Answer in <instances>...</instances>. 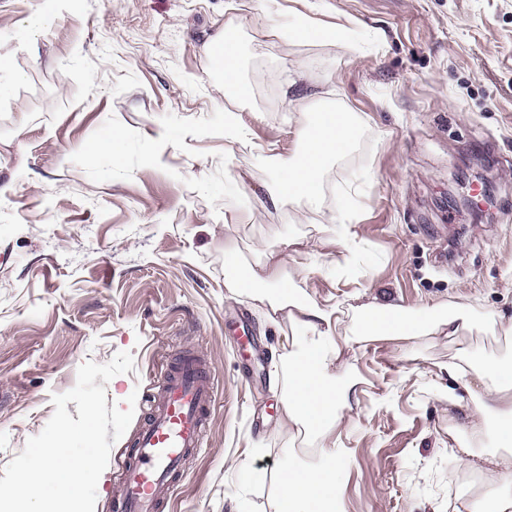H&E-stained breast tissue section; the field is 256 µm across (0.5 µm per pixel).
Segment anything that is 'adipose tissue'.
Listing matches in <instances>:
<instances>
[{
	"label": "adipose tissue",
	"instance_id": "1",
	"mask_svg": "<svg viewBox=\"0 0 512 512\" xmlns=\"http://www.w3.org/2000/svg\"><path fill=\"white\" fill-rule=\"evenodd\" d=\"M301 139V150L289 157L257 150L259 164L277 175L267 188L272 206L314 201L327 164L352 147L356 129L336 113L319 108L308 114ZM226 253V287L286 314L292 339L279 357L285 377L280 394L284 421L317 444L316 461L293 460L282 469L279 512H346L340 489L347 478L348 458L337 435L360 379L342 361L343 347L376 341L402 350L423 336L453 342L472 330L474 317L457 304L409 307L369 302L348 318L340 306L318 303L297 288L295 277H308L315 266H304L293 276L274 255L250 264L240 262L234 248ZM448 372L482 386L455 457L471 466L475 447L487 439L493 443L488 462L496 477L481 495L465 502V512H507L512 506V361L464 349L449 362Z\"/></svg>",
	"mask_w": 512,
	"mask_h": 512
}]
</instances>
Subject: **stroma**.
<instances>
[{"mask_svg":"<svg viewBox=\"0 0 512 512\" xmlns=\"http://www.w3.org/2000/svg\"><path fill=\"white\" fill-rule=\"evenodd\" d=\"M298 12L353 28L356 46L277 37ZM31 17L44 23L29 38ZM227 29L242 101L214 66ZM0 55L22 75L0 99V471L84 361L131 352L106 394L136 399L97 486L95 512H113L153 368L192 346L213 363L216 401L171 512H277L289 454L317 449L281 423L290 326L225 287L228 245L247 262L276 252L289 272L319 261L306 290L347 310L512 313V0H0ZM322 92L354 147L326 170L317 208L265 205L272 177L252 145L300 150ZM228 110L248 144L225 141ZM114 134L115 151H86ZM351 186L358 278L332 272L336 229L318 221ZM293 236L315 254L289 249ZM461 345L512 357V339L482 332L423 337L404 356L383 342L345 351L361 378L340 436L348 512H457L468 490L449 450L477 400L448 375Z\"/></svg>","mask_w":512,"mask_h":512,"instance_id":"stroma-1","label":"stroma"}]
</instances>
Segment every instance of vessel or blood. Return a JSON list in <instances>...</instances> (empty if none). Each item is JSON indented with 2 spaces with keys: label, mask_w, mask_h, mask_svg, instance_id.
I'll return each instance as SVG.
<instances>
[{
  "label": "vessel or blood",
  "mask_w": 512,
  "mask_h": 512,
  "mask_svg": "<svg viewBox=\"0 0 512 512\" xmlns=\"http://www.w3.org/2000/svg\"><path fill=\"white\" fill-rule=\"evenodd\" d=\"M216 388L209 361L191 349L162 363L146 417L118 466L114 512H164L187 460L199 452Z\"/></svg>",
  "instance_id": "b4317fda"
}]
</instances>
